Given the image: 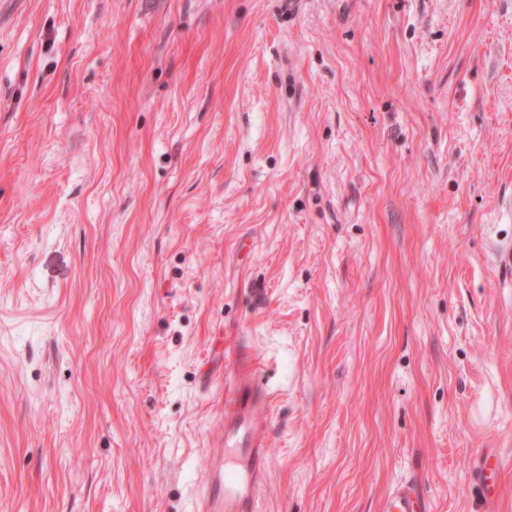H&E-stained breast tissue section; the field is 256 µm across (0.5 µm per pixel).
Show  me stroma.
<instances>
[{
    "instance_id": "obj_1",
    "label": "stroma",
    "mask_w": 512,
    "mask_h": 512,
    "mask_svg": "<svg viewBox=\"0 0 512 512\" xmlns=\"http://www.w3.org/2000/svg\"><path fill=\"white\" fill-rule=\"evenodd\" d=\"M512 0H0V512H512ZM240 383L241 384L239 386V381L235 372L231 377H227L225 381L226 388L231 389L233 393V402L224 410V441L226 439L233 438V435L230 436L228 429L235 427L240 428L248 415L247 400L244 398L246 387L242 385V382ZM258 423L249 421L247 445L235 448L231 463L224 444L213 451V462L202 512H257L259 492L269 465L265 443L253 436ZM382 512H431L425 507L413 480L404 479L388 490L381 505Z\"/></svg>"
}]
</instances>
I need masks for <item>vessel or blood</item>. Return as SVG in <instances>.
<instances>
[{"label": "vessel or blood", "instance_id": "obj_1", "mask_svg": "<svg viewBox=\"0 0 512 512\" xmlns=\"http://www.w3.org/2000/svg\"><path fill=\"white\" fill-rule=\"evenodd\" d=\"M233 393L232 404L224 410L225 428L242 426L248 405L245 388L237 377L225 381ZM269 453L263 441L248 437L246 447L237 449L234 457H227L224 448L213 451V462L202 512H258L259 492L266 479ZM381 512H429L414 481L402 480L388 490Z\"/></svg>", "mask_w": 512, "mask_h": 512}]
</instances>
